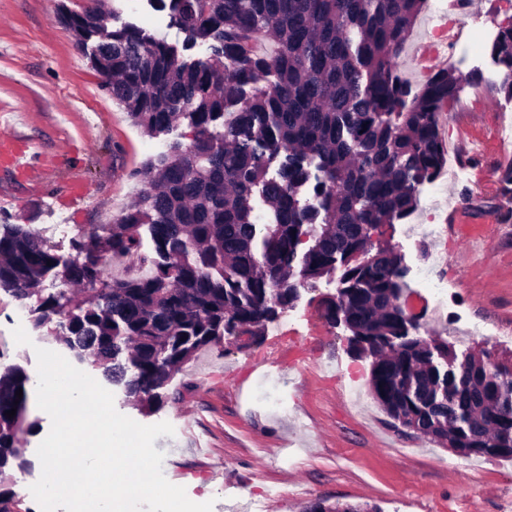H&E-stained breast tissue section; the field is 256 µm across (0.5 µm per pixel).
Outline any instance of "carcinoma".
<instances>
[{
  "label": "carcinoma",
  "instance_id": "1",
  "mask_svg": "<svg viewBox=\"0 0 512 512\" xmlns=\"http://www.w3.org/2000/svg\"><path fill=\"white\" fill-rule=\"evenodd\" d=\"M158 2L182 45L133 24L107 28L103 4L81 13L60 5L56 20L90 49L102 87L137 126L160 135L185 123L191 142L173 141L147 163L152 187L120 218L79 228L77 258L60 271L36 230L1 224L0 290L22 303L37 297L34 326H52L68 354L149 410L176 400L168 382L200 351L260 341L300 287L337 272L325 318L371 359V393L394 427L464 457L512 460V364L485 351L462 365L446 340L420 335V316L403 304L402 258L372 239L405 219L445 166L442 106L461 81L478 82L447 69L416 91L400 80L424 0ZM262 33L277 38L275 53L258 49ZM198 44L207 59L189 54ZM492 55L499 91L512 96V26ZM256 194L269 206L266 224L256 222ZM143 226L152 256L139 251ZM114 255L148 272L110 280ZM53 270L86 297L40 295ZM27 382L18 368L0 372V486L27 466L20 436L37 427ZM327 512L380 509L336 502Z\"/></svg>",
  "mask_w": 512,
  "mask_h": 512
}]
</instances>
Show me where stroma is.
Returning a JSON list of instances; mask_svg holds the SVG:
<instances>
[{
	"mask_svg": "<svg viewBox=\"0 0 512 512\" xmlns=\"http://www.w3.org/2000/svg\"><path fill=\"white\" fill-rule=\"evenodd\" d=\"M83 12L90 0H0V109L24 112L14 133L44 150L55 167L50 178L24 179L0 168V223L32 225L55 247L60 263L75 259L77 228L112 223L146 186L142 170L155 146L168 139L190 143L179 125L152 136L137 127L103 90L98 73L69 30L55 21L58 5ZM491 42L473 46L469 34L448 50V68L479 76L463 85L440 115L443 145L462 142L468 124L512 126V99L495 93L499 67ZM88 193L81 206L66 195L72 177ZM430 234H411L409 221L382 228V238L403 257L407 292L426 311L427 335L457 352L489 350L512 360V223L497 217L501 190L478 188L460 163L457 179L442 184ZM462 208L475 222L493 221L488 243L474 246L462 229L446 224ZM337 276L302 287L294 306L268 324L260 344H222L203 350L170 380L179 401L142 413L121 386H112L118 412L143 425L168 422L173 435L158 437L162 471L190 500L212 502L213 512H301L310 502L378 505L381 512H512V461L455 456L429 440L390 425L373 398L370 361L351 352L343 328L328 324L324 298ZM23 327L31 342L16 344ZM57 350L48 329L34 327L27 307L0 291V370L17 366L36 390L35 347ZM40 430L25 436V469L8 484L17 512H40L30 487L41 476L37 448L51 419L29 402Z\"/></svg>",
	"mask_w": 512,
	"mask_h": 512,
	"instance_id": "35a3bbf8",
	"label": "stroma"
}]
</instances>
